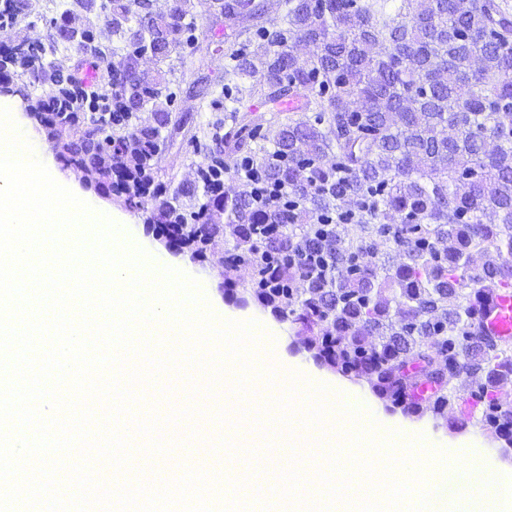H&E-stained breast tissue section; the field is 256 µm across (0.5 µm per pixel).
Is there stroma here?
<instances>
[{"mask_svg":"<svg viewBox=\"0 0 512 512\" xmlns=\"http://www.w3.org/2000/svg\"><path fill=\"white\" fill-rule=\"evenodd\" d=\"M194 22L199 46L195 51H184L171 55L164 61L147 60L144 68L149 72H161L169 82L173 94V113L186 118L187 123L180 134L163 151L157 168L160 180L177 183H192L197 179L196 170L206 163L207 153L214 136L224 132V99L220 94L224 84V54L220 46L224 40L222 29L211 26L209 15L211 0H194ZM74 0H27L24 22L0 28V47L27 36L47 40L51 29L49 21L59 14L62 7H73ZM67 177H75L85 201L92 205L105 206L116 214L128 215L137 230L143 231L154 250L175 263H186L189 274L203 280L209 293L219 301L226 313L241 317H258L273 320L279 334V343L288 358L309 365L321 380L352 390L368 391L366 382L356 381L340 372L315 361L306 347L307 338L297 325L289 320L273 318L270 310L259 306L254 300L243 297L242 290L228 292L224 282V258L230 243L224 236L215 237L204 255L194 256L190 252L167 249L165 238L158 227L145 223L137 212L126 211L115 196L100 193L94 176L71 168H63ZM199 387L193 371H170L155 375L140 389L143 400L136 412L141 416L154 415L161 419L176 409L195 404ZM377 415L386 421L404 425L413 433L430 439L447 449L468 448L482 454L492 471L512 470V448L492 432L471 424L456 427V411H449L441 418L428 409L408 415L402 410L386 405L381 399H373ZM255 403L237 399L231 388L221 381H214L213 395L199 413L181 418L176 425L166 424L162 435L169 442V453L180 457L181 471L194 469L198 455H207L213 473L231 472L240 480L266 489L276 483L271 475L256 467V460L267 454L268 440L280 433L276 416L257 420ZM234 413L251 428V440L228 447L225 435L217 428L225 414ZM181 471H172L161 466L157 453L151 452L147 440H140L130 449V459L124 469H116L110 463H102L97 477L105 483L123 481L133 485L147 481L154 485H166L179 479Z\"/></svg>","mask_w":512,"mask_h":512,"instance_id":"stroma-1","label":"stroma"}]
</instances>
